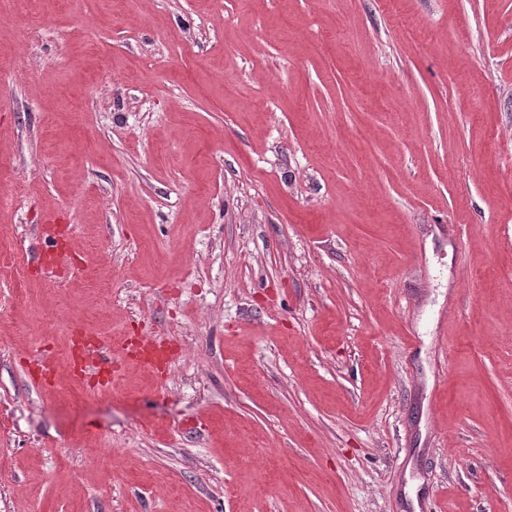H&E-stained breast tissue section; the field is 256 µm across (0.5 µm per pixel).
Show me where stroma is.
Returning a JSON list of instances; mask_svg holds the SVG:
<instances>
[{"instance_id": "35a3bbf8", "label": "stroma", "mask_w": 512, "mask_h": 512, "mask_svg": "<svg viewBox=\"0 0 512 512\" xmlns=\"http://www.w3.org/2000/svg\"><path fill=\"white\" fill-rule=\"evenodd\" d=\"M0 512H512V0H0Z\"/></svg>"}]
</instances>
